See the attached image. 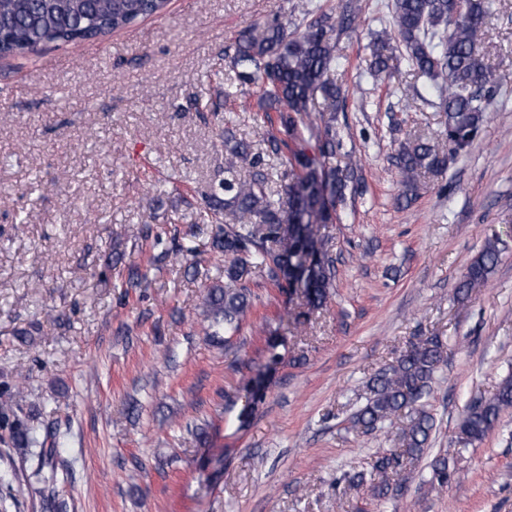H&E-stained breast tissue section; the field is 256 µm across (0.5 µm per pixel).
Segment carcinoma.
<instances>
[{
	"label": "carcinoma",
	"mask_w": 512,
	"mask_h": 512,
	"mask_svg": "<svg viewBox=\"0 0 512 512\" xmlns=\"http://www.w3.org/2000/svg\"><path fill=\"white\" fill-rule=\"evenodd\" d=\"M168 0H0V57L23 55L51 43L78 44L160 15ZM489 0H393L392 30L370 44L367 70L381 84L391 82L390 61L404 60L433 83L444 112V133L451 152L467 148L484 120V102L494 93L489 67L480 53ZM310 17L294 24L276 15L251 24L224 46V58L238 84L249 88L257 111L279 114V126L265 131L263 151L237 135L227 122L217 133L224 147V170L218 191L206 196L211 214L207 234L212 251L231 257L224 281L201 296L197 310L206 332L224 335V346L240 330L252 307L248 286L258 269L277 287L303 289L313 308L327 306L336 278L335 259L314 226L336 219V203L359 181L357 161L343 168L331 164L343 149L336 131V112L345 101L336 84V31L354 28L359 17L352 0L329 11L301 5ZM322 99L321 114L316 111ZM275 156L283 167L281 189L268 187L264 158ZM405 192H414L423 172L448 168V155L421 140L400 144L393 156ZM196 248L177 245L161 255L181 264ZM497 243L490 242L470 263L457 288L463 301L483 287L499 261ZM444 359L438 336L412 343L392 364L370 380L365 405L352 427L371 434L404 412L408 425L399 432L398 447L378 450L370 463V491L376 498L398 492L392 478L418 463L427 453L435 420L426 410L433 375ZM14 393L0 395V420L11 421L10 444L21 456L43 460L56 449L44 447L38 428L16 414ZM512 408V376L488 399L471 403L460 425L461 442L482 440L500 413ZM430 488L448 485V457L437 454L429 463Z\"/></svg>",
	"instance_id": "carcinoma-1"
}]
</instances>
